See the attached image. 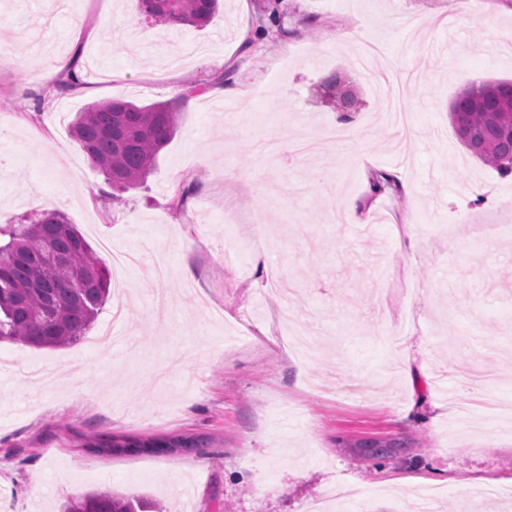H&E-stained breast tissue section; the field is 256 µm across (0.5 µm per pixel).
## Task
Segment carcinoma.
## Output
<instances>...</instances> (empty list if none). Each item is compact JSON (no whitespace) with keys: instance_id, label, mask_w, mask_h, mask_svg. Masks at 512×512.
Wrapping results in <instances>:
<instances>
[{"instance_id":"cac0c4a2","label":"carcinoma","mask_w":512,"mask_h":512,"mask_svg":"<svg viewBox=\"0 0 512 512\" xmlns=\"http://www.w3.org/2000/svg\"><path fill=\"white\" fill-rule=\"evenodd\" d=\"M139 9L164 22L205 27L218 12L219 0H139ZM351 87L347 75L336 71L321 80L318 93L349 112L359 103ZM449 115L470 155L502 175L512 173V80L467 83L452 100ZM177 116L174 101L136 105L111 97L77 112L69 131L112 187L130 189L154 167L175 134ZM369 182L374 194H401L399 182L387 172H372ZM109 285L107 270L62 214L43 212L25 224L0 225V341L56 348L79 340L105 303ZM198 446L182 437L93 444L112 454ZM65 512L148 510L138 497L98 490L71 501Z\"/></svg>"}]
</instances>
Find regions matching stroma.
<instances>
[{"instance_id":"1","label":"stroma","mask_w":512,"mask_h":512,"mask_svg":"<svg viewBox=\"0 0 512 512\" xmlns=\"http://www.w3.org/2000/svg\"><path fill=\"white\" fill-rule=\"evenodd\" d=\"M34 31L52 55L103 67L92 98L0 67V224L57 210L104 265L148 242L169 274L111 275L91 343L0 342V512H62L103 489L183 512L185 482L192 512H306L325 496L337 512H407L425 488L436 512H512V498L486 496L512 487V418L454 399L489 372L491 396L512 400V174L471 157L448 117L465 83L512 80V0H224L202 29L145 19L137 0L59 14L50 0H0L16 54L37 56ZM381 34L409 76L406 141L358 63ZM186 42L180 79L206 90L178 101V131L144 182L111 195L69 123L94 98L175 99L162 58ZM337 70L361 99L346 118L316 92ZM223 71L240 91L231 112ZM327 124L350 140L312 158L256 148ZM374 171L401 196L371 193ZM409 342L425 345L410 367ZM177 436L201 445L90 446ZM375 442L393 456L364 457Z\"/></svg>"}]
</instances>
